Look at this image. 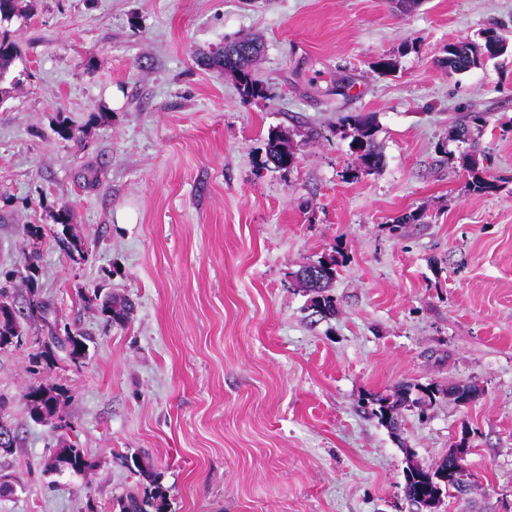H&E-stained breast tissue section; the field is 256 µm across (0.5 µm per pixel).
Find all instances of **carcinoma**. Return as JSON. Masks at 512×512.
I'll return each instance as SVG.
<instances>
[{
    "instance_id": "cac0c4a2",
    "label": "carcinoma",
    "mask_w": 512,
    "mask_h": 512,
    "mask_svg": "<svg viewBox=\"0 0 512 512\" xmlns=\"http://www.w3.org/2000/svg\"><path fill=\"white\" fill-rule=\"evenodd\" d=\"M505 39L495 30L484 33L483 43L458 41L448 45L446 56L440 60L442 67L452 73L466 72L484 60L500 57L505 50ZM261 52L257 39L249 34H241L234 40L224 44L219 60L224 65V72L233 76L241 96L245 99L258 98L266 95L265 85L255 75V63ZM19 57L18 44L6 35L0 34V81L9 72L10 67ZM486 124L484 116L475 113L469 120L457 125L452 132V139L461 143H470L471 150L460 156L463 169L468 171L470 180L468 188L475 194H490L498 190L499 185L494 179L480 174L476 168L474 153L478 150V142L473 140L472 126ZM341 127L351 130L352 142L362 171L370 173L378 170L383 163V155L376 143L373 120L364 115H350L341 119ZM269 158L280 169L293 167L296 161L288 139L274 133L268 142ZM317 269V276L312 278L301 269L295 275L297 284L312 293V306L319 313L334 311L335 300L326 293L336 277V261L319 260L311 264ZM100 314L108 322H123L130 314V306L106 296L99 306ZM23 336V327L18 321L13 301L7 289L0 287V348L13 343ZM61 347L65 348L70 357L78 361L86 357L88 347L84 336L64 330V335L54 337ZM442 395L459 403L467 404L478 395L476 386L468 383H457L444 389L438 385H401L389 395H374L371 404L376 406L373 415L378 420L394 429L397 422L395 412L400 408H426L437 401ZM26 397L31 407L32 418L36 421L55 416L60 405V393L54 387L33 384L28 388ZM49 467L56 471H70L80 474L89 468V463L80 448L71 442H61L51 459ZM469 474L454 453H448L435 467L424 469L410 466L404 472L403 492L406 499L416 508H433L441 498L454 490L458 493L467 491ZM120 512H167V493L158 483H152L149 491L142 496L129 495L118 500Z\"/></svg>"
}]
</instances>
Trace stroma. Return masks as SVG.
I'll return each mask as SVG.
<instances>
[{
    "label": "stroma",
    "mask_w": 512,
    "mask_h": 512,
    "mask_svg": "<svg viewBox=\"0 0 512 512\" xmlns=\"http://www.w3.org/2000/svg\"><path fill=\"white\" fill-rule=\"evenodd\" d=\"M491 28L512 41V0H22L5 25L22 54L0 80V286L15 277L16 305L33 293L48 312L0 348L16 436L0 512H119L147 485L132 457L169 512H410L407 465L460 443L474 488L435 512H512V44L461 75L437 64ZM246 32L268 88L248 101L212 63ZM476 112L477 167L500 182L485 195L450 138ZM347 115L374 119L376 172ZM272 131L290 170L265 163ZM62 207L86 261L27 233ZM34 248L31 292L17 276ZM324 257L326 318L293 279ZM97 288L132 304L127 322L105 321ZM54 329L86 336L87 356L49 347ZM455 382L478 398L401 410L393 430L367 403ZM37 383L66 392L41 422ZM63 438L84 473L46 472Z\"/></svg>",
    "instance_id": "obj_1"
}]
</instances>
